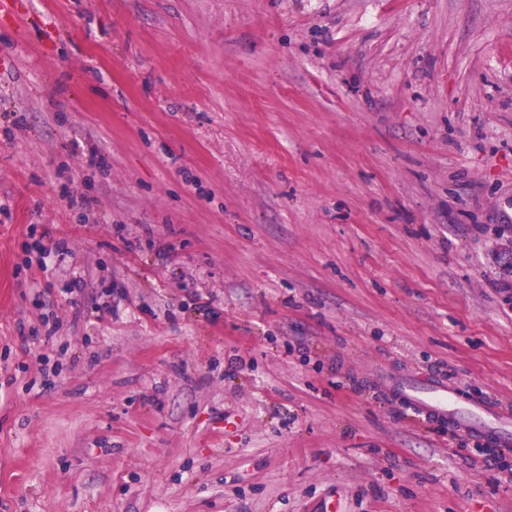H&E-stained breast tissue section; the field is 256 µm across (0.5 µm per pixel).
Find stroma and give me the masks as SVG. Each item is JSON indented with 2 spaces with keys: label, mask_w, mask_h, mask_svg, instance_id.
<instances>
[{
  "label": "stroma",
  "mask_w": 512,
  "mask_h": 512,
  "mask_svg": "<svg viewBox=\"0 0 512 512\" xmlns=\"http://www.w3.org/2000/svg\"><path fill=\"white\" fill-rule=\"evenodd\" d=\"M0 16V512H512V0ZM404 397L427 414L448 418L449 423L491 439L501 448L512 446L509 404L479 401L471 409H461L455 387L444 382L424 383Z\"/></svg>",
  "instance_id": "35a3bbf8"
}]
</instances>
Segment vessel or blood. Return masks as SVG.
<instances>
[{"mask_svg": "<svg viewBox=\"0 0 512 512\" xmlns=\"http://www.w3.org/2000/svg\"><path fill=\"white\" fill-rule=\"evenodd\" d=\"M407 401L431 415L447 418L449 423L495 441L498 446H512V406L497 402H477L464 410L454 386L442 382L423 384L407 392Z\"/></svg>", "mask_w": 512, "mask_h": 512, "instance_id": "obj_1", "label": "vessel or blood"}]
</instances>
